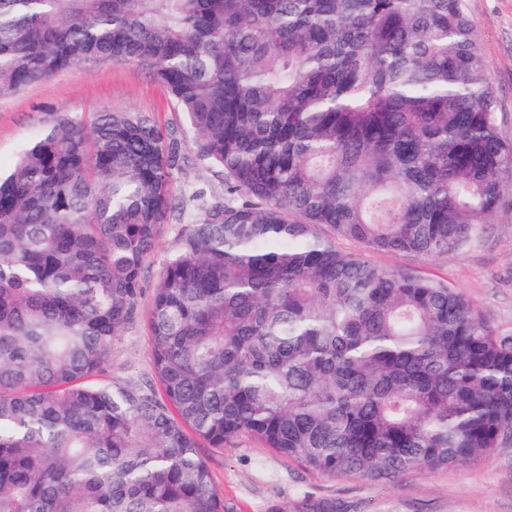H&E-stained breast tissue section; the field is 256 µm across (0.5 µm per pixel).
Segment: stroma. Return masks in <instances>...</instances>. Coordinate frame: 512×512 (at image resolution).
Segmentation results:
<instances>
[{
  "label": "stroma",
  "mask_w": 512,
  "mask_h": 512,
  "mask_svg": "<svg viewBox=\"0 0 512 512\" xmlns=\"http://www.w3.org/2000/svg\"><path fill=\"white\" fill-rule=\"evenodd\" d=\"M488 63L499 106V130L512 140V0H466ZM133 109L161 124L186 131L184 115L163 87L132 62L74 66L0 100V170L60 112L83 116L102 109ZM220 195L224 183L199 163L176 175L175 199L191 191ZM382 266L414 267L473 301L500 329L512 332V189L507 190L487 235L470 248L444 256L375 252ZM103 380L152 384L146 317H138L117 338L112 365ZM215 485L233 512H270L303 495L336 496L356 502L361 512H512V445L484 460L440 470H423L395 482L329 479L242 438L224 448L202 446Z\"/></svg>",
  "instance_id": "35a3bbf8"
}]
</instances>
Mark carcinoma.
Returning a JSON list of instances; mask_svg holds the SVG:
<instances>
[{"label": "carcinoma", "instance_id": "cac0c4a2", "mask_svg": "<svg viewBox=\"0 0 512 512\" xmlns=\"http://www.w3.org/2000/svg\"><path fill=\"white\" fill-rule=\"evenodd\" d=\"M104 62L145 68L191 137L58 113L0 172V512H229L200 445L240 437L372 482L512 443V332L336 246L460 252L512 186L464 0H0V98ZM193 162L224 197L154 285L160 391L96 383Z\"/></svg>", "mask_w": 512, "mask_h": 512}]
</instances>
